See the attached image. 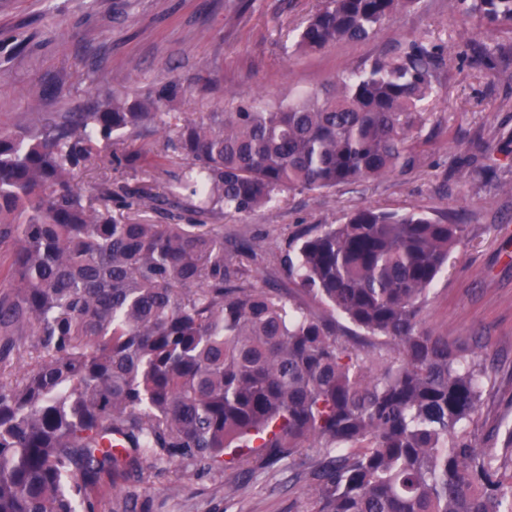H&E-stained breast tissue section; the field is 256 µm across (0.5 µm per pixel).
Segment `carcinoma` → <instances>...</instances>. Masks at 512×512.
<instances>
[{"label": "carcinoma", "mask_w": 512, "mask_h": 512, "mask_svg": "<svg viewBox=\"0 0 512 512\" xmlns=\"http://www.w3.org/2000/svg\"><path fill=\"white\" fill-rule=\"evenodd\" d=\"M418 0H322L300 53L374 38ZM480 27H512V0H452ZM446 50L424 36L286 105L187 118L149 166L173 196L74 172L98 147L126 150L175 84L0 133V512H99L148 458L241 474L312 458L315 512H512V428L477 447L467 428L490 371L421 327L425 297L463 225L364 207L288 244V271L317 314L274 288H245L221 224L120 221L112 200L169 213L248 216L289 191L402 174L439 95ZM502 52L475 51L499 68ZM341 317L357 328L345 331ZM391 341L399 358L369 356ZM35 364L20 380L15 362Z\"/></svg>", "instance_id": "carcinoma-1"}]
</instances>
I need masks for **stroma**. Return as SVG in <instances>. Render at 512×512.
<instances>
[{"instance_id":"obj_1","label":"stroma","mask_w":512,"mask_h":512,"mask_svg":"<svg viewBox=\"0 0 512 512\" xmlns=\"http://www.w3.org/2000/svg\"><path fill=\"white\" fill-rule=\"evenodd\" d=\"M320 0H0V132L36 114L79 112L117 93H143L179 84L162 109L155 133L133 148L157 151L177 118L233 112L249 104L288 103L318 90L345 70L425 35L447 47L440 96L424 132L431 142L422 164L403 176L295 191L248 216L205 215L224 227V255L241 243L257 258L244 269L252 288L295 289L285 247L307 224L331 223L372 207L452 216L461 243L432 285L422 324L462 350L487 354L494 370L469 426L484 448L501 445L512 423V170L494 169L471 184L468 158L492 166L512 142V76L493 75L472 62L481 46L512 49V30L484 31L464 22L450 0H418L367 41H340L317 53H298L295 35ZM164 193L153 169L113 168L109 151L79 171L88 186L104 178ZM309 457L284 459L242 478L170 458L145 461L148 482L119 483L104 512L133 498L136 512H311L315 486Z\"/></svg>"}]
</instances>
